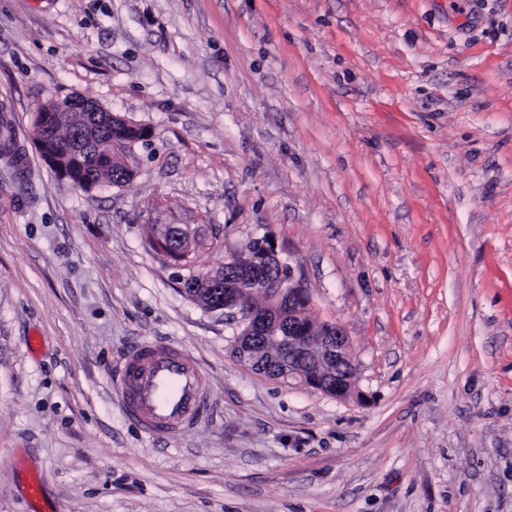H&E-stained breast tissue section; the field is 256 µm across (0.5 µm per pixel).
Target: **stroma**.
I'll list each match as a JSON object with an SVG mask.
<instances>
[{
	"label": "stroma",
	"instance_id": "35a3bbf8",
	"mask_svg": "<svg viewBox=\"0 0 512 512\" xmlns=\"http://www.w3.org/2000/svg\"><path fill=\"white\" fill-rule=\"evenodd\" d=\"M70 96L150 128L129 183L44 162ZM4 129L0 512H512V0H0ZM152 224L267 237L355 394L237 361ZM143 340L210 393L160 441L113 390Z\"/></svg>",
	"mask_w": 512,
	"mask_h": 512
}]
</instances>
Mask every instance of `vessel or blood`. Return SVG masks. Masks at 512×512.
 <instances>
[{
  "label": "vessel or blood",
  "instance_id": "vessel-or-blood-1",
  "mask_svg": "<svg viewBox=\"0 0 512 512\" xmlns=\"http://www.w3.org/2000/svg\"><path fill=\"white\" fill-rule=\"evenodd\" d=\"M126 418L152 439L195 425L210 402L196 358L164 342L132 350L116 381Z\"/></svg>",
  "mask_w": 512,
  "mask_h": 512
}]
</instances>
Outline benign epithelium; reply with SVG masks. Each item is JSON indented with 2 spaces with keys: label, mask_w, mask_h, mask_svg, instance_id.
<instances>
[{
  "label": "benign epithelium",
  "mask_w": 512,
  "mask_h": 512,
  "mask_svg": "<svg viewBox=\"0 0 512 512\" xmlns=\"http://www.w3.org/2000/svg\"><path fill=\"white\" fill-rule=\"evenodd\" d=\"M96 102L77 98L73 105L40 104L35 110L38 129L54 125L53 112H103ZM43 160L56 166L57 148L51 139L38 137ZM255 254L246 249L231 255L221 269L209 271L206 280L190 289V298L209 310H222L237 322L240 331L234 342L241 363L252 366L266 359L264 348L273 346L288 354L282 375L297 376L309 387L346 400L356 388V369L351 342L339 325L315 324L307 314L309 298L301 280L283 273L272 244L260 242ZM224 284V301L210 299L212 286Z\"/></svg>",
  "instance_id": "7a95c632"
}]
</instances>
